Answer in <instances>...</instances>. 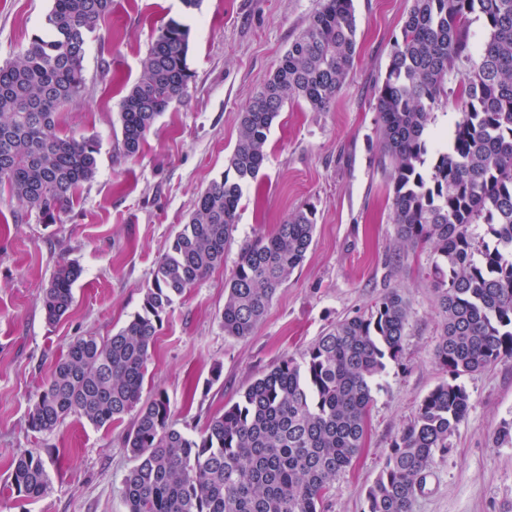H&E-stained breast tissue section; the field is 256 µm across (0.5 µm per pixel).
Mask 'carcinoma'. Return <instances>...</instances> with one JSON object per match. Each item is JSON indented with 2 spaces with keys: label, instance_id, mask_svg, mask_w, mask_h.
Returning a JSON list of instances; mask_svg holds the SVG:
<instances>
[{
  "label": "carcinoma",
  "instance_id": "1",
  "mask_svg": "<svg viewBox=\"0 0 512 512\" xmlns=\"http://www.w3.org/2000/svg\"><path fill=\"white\" fill-rule=\"evenodd\" d=\"M111 10L112 0H52L45 34L0 65V187L45 224L60 220L98 170V143L60 136L58 115L83 98L88 37ZM474 13L489 39L464 74L447 146L430 134L433 109L448 98V71L471 60ZM189 38L174 18L154 34L120 102L126 154H136L159 115L187 96ZM356 52L353 0H320L241 112L224 175L197 197L140 309L109 337H73L31 405L28 426L36 432H51L70 415L103 427L136 411L123 441L135 461L122 480L126 512H324L336 477L364 448L374 387L401 354L410 324L398 288L336 322L300 358L257 377L197 437L176 427L163 390L142 399L163 318L224 264L243 188L264 165L284 106L302 100L326 109ZM375 109L397 241L432 255L427 277L441 319L435 358L450 377L423 398L366 492L363 512H410L471 408L457 380L512 357V0H413ZM314 228V213L297 208L245 245L226 284L225 335H252L277 288L303 264ZM81 274L73 261L58 266L41 296L48 323L69 311ZM7 481L20 497H41L48 489L41 455L18 453Z\"/></svg>",
  "mask_w": 512,
  "mask_h": 512
}]
</instances>
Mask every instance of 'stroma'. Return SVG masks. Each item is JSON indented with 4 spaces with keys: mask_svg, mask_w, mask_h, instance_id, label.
Segmentation results:
<instances>
[{
    "mask_svg": "<svg viewBox=\"0 0 512 512\" xmlns=\"http://www.w3.org/2000/svg\"><path fill=\"white\" fill-rule=\"evenodd\" d=\"M319 0H112L90 35L86 92L62 109L61 135L99 145L98 173L54 224L0 188V512H126L124 474L134 460L122 445L130 418L97 427L72 415L53 432L29 428V408L73 337L115 333L137 312L156 262L199 194L227 167L240 114L305 29ZM412 0H353L357 54L335 101L317 112L286 104L268 137L267 159L245 186L224 263L177 300L151 349L144 396L162 389L178 428L196 435L238 401L253 379L297 357L336 321L370 308L389 288L407 296L412 317L403 349L373 393L368 435L340 474L324 512H363L401 430L448 375L435 361L440 318L427 278L429 252L406 251L400 269L375 109L394 42ZM51 0H0V64L43 34ZM190 28L193 73L184 101L157 119L140 152L121 149L119 102L140 73L154 32L169 19ZM315 213L303 265L274 294L255 332L225 335V285L240 250L270 233L288 212ZM77 262L74 304L48 324L40 296L57 266ZM472 407L436 456L411 512H512V445L495 444L512 421V358L462 377ZM40 453L49 475L37 499L7 482L10 458Z\"/></svg>",
    "mask_w": 512,
    "mask_h": 512,
    "instance_id": "35a3bbf8",
    "label": "stroma"
}]
</instances>
